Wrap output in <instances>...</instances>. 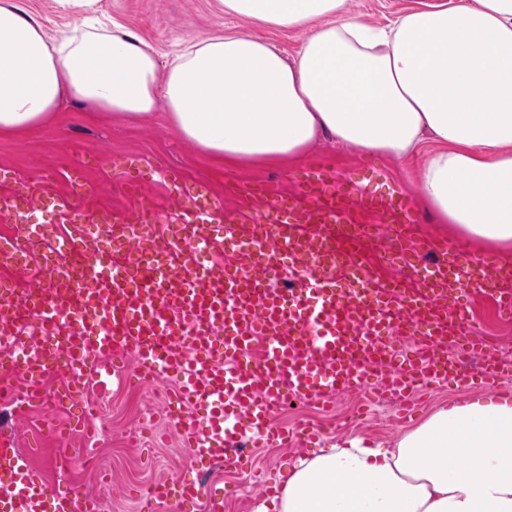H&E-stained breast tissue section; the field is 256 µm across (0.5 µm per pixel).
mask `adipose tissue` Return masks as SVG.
Masks as SVG:
<instances>
[{
	"label": "adipose tissue",
	"instance_id": "ef3b65f1",
	"mask_svg": "<svg viewBox=\"0 0 512 512\" xmlns=\"http://www.w3.org/2000/svg\"><path fill=\"white\" fill-rule=\"evenodd\" d=\"M225 14L303 35L191 38L162 64L120 25L56 40L0 0V134L51 121L63 95L128 122L169 126L220 164L292 162L322 138L401 161L418 197L481 250L512 257V0L414 9L363 23L347 0H220ZM255 512H512V394L439 407L392 442L362 436L297 459Z\"/></svg>",
	"mask_w": 512,
	"mask_h": 512
}]
</instances>
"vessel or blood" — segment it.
Here are the masks:
<instances>
[{"label": "vessel or blood", "mask_w": 512, "mask_h": 512, "mask_svg": "<svg viewBox=\"0 0 512 512\" xmlns=\"http://www.w3.org/2000/svg\"><path fill=\"white\" fill-rule=\"evenodd\" d=\"M301 188L299 196L272 203L267 186L244 187L253 202L239 218L247 248L229 264L198 259L201 249H216L224 217L202 185H181L203 221L178 228L176 250L157 235L144 240L145 225L171 220L150 200L128 215L99 212L93 227L82 211H72L56 256L44 260L41 286L22 299L13 282L0 283V394L25 406L46 369L59 364L70 374L56 395L62 403L81 397L84 368L133 359L137 372L173 381L165 410L193 462L204 467L247 435L287 446L290 435L274 419L291 395L324 403L379 388L406 399L450 378L466 380L446 351L457 331L441 304L448 284L498 295L512 311V294L504 290L512 269L458 246L452 267L435 265L414 295H397L374 279L362 248L375 235L359 212L381 213L388 224L419 223L406 193L361 195L355 184L320 174L303 179ZM34 208L23 184L0 199L5 218ZM103 236L125 240L122 268L99 251ZM403 324L420 335L422 347L400 356L393 339ZM27 337L36 339L35 351L15 357ZM204 493L221 512L222 488L204 492L187 479L159 482L148 508L162 512L173 503L193 512ZM98 509L95 496L44 483L24 453L0 443V512Z\"/></svg>", "instance_id": "vessel-or-blood-1"}]
</instances>
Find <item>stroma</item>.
Wrapping results in <instances>:
<instances>
[{
  "mask_svg": "<svg viewBox=\"0 0 512 512\" xmlns=\"http://www.w3.org/2000/svg\"><path fill=\"white\" fill-rule=\"evenodd\" d=\"M425 2L349 0L348 6L365 23L382 26ZM97 7L107 22L134 30L168 58L193 35L216 30L259 36L289 55L302 43L300 34L226 15L219 0H99ZM130 157L140 161L148 176L135 192L112 176L113 161ZM310 168L323 169L339 181L353 179L386 197L402 189L417 190L412 160L357 158L325 141L299 162L225 168L180 139L163 112L127 125L94 117L87 105L63 99L52 122L19 137H0V169L9 174L8 180L0 182V197L21 182L48 200L43 209L26 216L0 219V236L15 237L27 255L26 267L0 266V278L13 280L22 289L41 282L42 257L66 227L62 212L72 200L69 177L74 171H82L99 187L96 196L83 200L86 212L126 213L138 209L144 196L161 209L173 210L177 189L164 172L177 170L187 183L208 185L229 227L251 205L250 199L236 193V186L255 181L277 195L295 194L297 177ZM448 317L461 331L448 341L449 358H457L465 335H472L494 349L503 377L480 374L463 385L435 386L418 396L413 412L402 422L395 413H384L376 394H342L326 410L300 401L285 405L277 423L286 429L301 424L318 428L319 439L312 443L298 440L285 448L250 442L247 462L231 469L220 463L203 472L191 468L182 436L163 411L171 386L167 380L131 381L105 374L101 377L104 392H91L86 407H63L57 404L55 393L64 376L52 370L41 383V402L23 416H14L12 404L0 401V431L14 438L50 483L96 496L101 512H146L152 485L181 475L203 484L220 481L223 512H253L260 501L279 493V476L286 464L313 448L356 434L392 440L441 405L479 397L492 388L512 392V317L499 312L492 296L473 288L449 289Z\"/></svg>",
  "mask_w": 512,
  "mask_h": 512,
  "instance_id": "stroma-1",
  "label": "stroma"
}]
</instances>
